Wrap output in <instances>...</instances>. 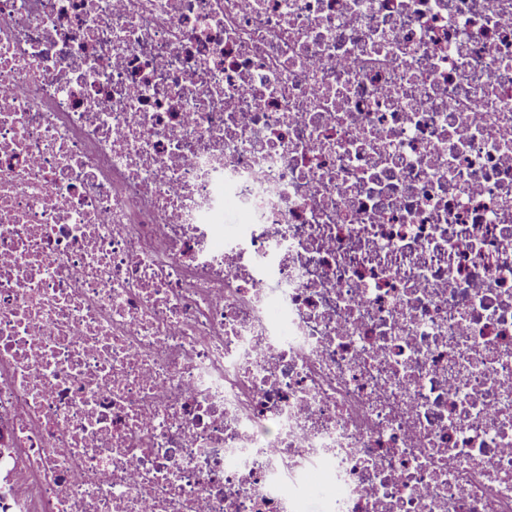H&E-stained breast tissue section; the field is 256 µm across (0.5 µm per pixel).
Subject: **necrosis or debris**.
<instances>
[{
  "label": "necrosis or debris",
  "mask_w": 512,
  "mask_h": 512,
  "mask_svg": "<svg viewBox=\"0 0 512 512\" xmlns=\"http://www.w3.org/2000/svg\"><path fill=\"white\" fill-rule=\"evenodd\" d=\"M313 471L512 512V0H0V512Z\"/></svg>",
  "instance_id": "obj_1"
}]
</instances>
